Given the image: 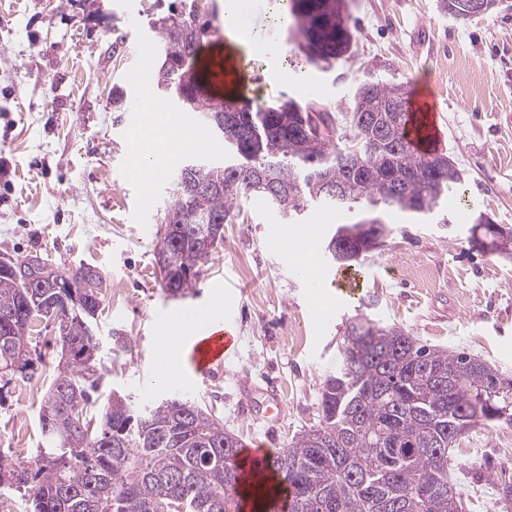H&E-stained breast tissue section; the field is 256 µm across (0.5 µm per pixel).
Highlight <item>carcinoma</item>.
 Returning <instances> with one entry per match:
<instances>
[{"label":"carcinoma","instance_id":"cac0c4a2","mask_svg":"<svg viewBox=\"0 0 512 512\" xmlns=\"http://www.w3.org/2000/svg\"><path fill=\"white\" fill-rule=\"evenodd\" d=\"M279 16L299 38L307 63L329 72L352 56L353 31L336 16V0H279ZM177 15L161 19L156 38L155 91L185 84L188 111L237 112L224 127V161L195 169V190L174 170L173 199L164 209L166 292L193 288L217 245L202 228L232 224L243 203L259 195L292 224L312 205L375 212L390 194L389 177H403L390 206L411 212L445 201L461 183L431 173L432 155L405 139L407 84L369 71L341 111L317 98L283 96L265 105L230 98L220 105L202 95L196 61L213 34L215 12L188 32ZM297 112H311L325 135L292 133ZM222 188H216V184ZM340 185L341 198L317 190ZM31 274L73 281L76 301L44 310L37 288L0 273V379L26 376L32 327L58 322L60 356L43 395L42 448L30 466L0 454V492L24 490L33 512H228L242 497L238 437L224 420L184 396L136 410L114 393L95 397L111 372L92 328L105 309L103 279L92 266L65 272L51 260L26 256ZM336 369L323 379L317 424L294 435L267 467L278 485L253 488L275 502L279 487L290 512H463L453 479L454 447L466 431L512 424V379L475 355L447 352L396 325L358 316L346 327Z\"/></svg>","mask_w":512,"mask_h":512}]
</instances>
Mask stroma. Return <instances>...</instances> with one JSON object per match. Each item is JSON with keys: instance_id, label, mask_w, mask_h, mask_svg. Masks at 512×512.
Instances as JSON below:
<instances>
[{"instance_id": "obj_1", "label": "stroma", "mask_w": 512, "mask_h": 512, "mask_svg": "<svg viewBox=\"0 0 512 512\" xmlns=\"http://www.w3.org/2000/svg\"><path fill=\"white\" fill-rule=\"evenodd\" d=\"M254 38L244 66L247 90L264 104L321 87L320 99L339 106L365 70L392 65L412 96L433 94L446 118L432 146L455 162L463 196H449L446 214L420 223L390 210L380 249L352 266L348 289L327 275L294 268L296 252L277 255L274 240L311 229L326 246L338 225L357 212L311 206L301 225L287 223L258 196L245 204L203 267L194 294L164 291L155 262L160 216L172 197L170 175L151 183L131 178L133 110L112 108V90L141 96L133 78L140 43L180 0H0V253L51 258L63 270L96 267L107 289L94 329L112 372L102 393L117 392L136 407L165 400L153 385V329L164 312L221 303L235 319L238 342L223 369L189 372L188 396L224 420L248 444L282 448L318 420L324 376L336 366L345 327L356 315L397 324L440 349H463L512 378V258L471 246L477 213L512 228V0L471 20L448 16L441 0H348L357 30L352 60L330 72L297 69L296 39L273 22L275 0H234ZM278 75L262 83L269 63ZM423 275L404 276L406 261ZM126 337V348L113 339ZM54 327L41 332L31 379L13 377L0 389V453L30 462L40 441V401L27 384L43 385L60 355ZM275 383L285 412L272 431L248 419L236 394L241 379ZM457 464L483 465L471 485L467 512H503L495 486L512 482V425L471 429L456 443Z\"/></svg>"}]
</instances>
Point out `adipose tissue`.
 I'll return each instance as SVG.
<instances>
[{"label": "adipose tissue", "instance_id": "obj_1", "mask_svg": "<svg viewBox=\"0 0 512 512\" xmlns=\"http://www.w3.org/2000/svg\"><path fill=\"white\" fill-rule=\"evenodd\" d=\"M152 125L156 130L155 138L149 140L138 134L132 137L131 175L146 183L161 174L170 155L187 148L181 139L171 138L172 124L166 115L154 114Z\"/></svg>", "mask_w": 512, "mask_h": 512}]
</instances>
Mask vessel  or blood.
<instances>
[{
  "label": "vessel or blood",
  "mask_w": 512,
  "mask_h": 512,
  "mask_svg": "<svg viewBox=\"0 0 512 512\" xmlns=\"http://www.w3.org/2000/svg\"><path fill=\"white\" fill-rule=\"evenodd\" d=\"M248 75L240 62H227L215 69L208 81L209 87L224 88L234 84H246ZM439 128V115L429 97L414 101L409 114L407 134L415 148H423ZM181 135L190 142L199 153L219 157L224 153V144L220 141L203 138L197 125L186 121L182 124ZM203 312L198 308L172 310L161 317L155 327L156 357H164L169 352L181 351L184 345H191L192 359L195 370L209 371L213 367L223 365L226 352L235 343V331L231 319H219L216 326L204 331L197 338H189L188 333L196 328ZM254 388L249 381L239 384V393L246 406L248 415L259 422L273 423L284 413V403L279 390L269 386L265 389V399L261 407H254ZM270 452L265 448H246L241 453L243 466L240 479L244 486L252 487L265 482L269 470L265 465Z\"/></svg>",
  "instance_id": "1"
}]
</instances>
